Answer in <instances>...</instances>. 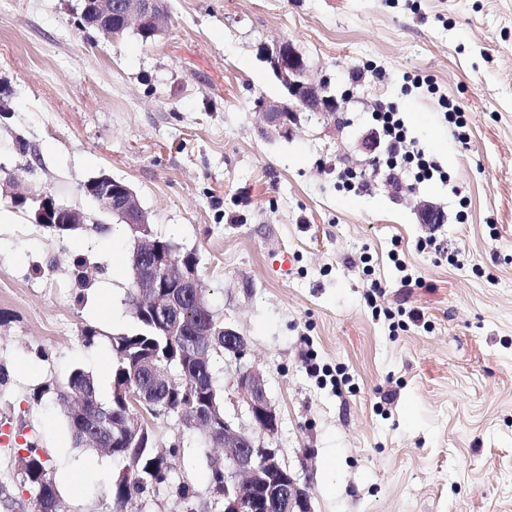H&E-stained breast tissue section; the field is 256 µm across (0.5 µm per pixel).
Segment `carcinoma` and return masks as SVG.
I'll use <instances>...</instances> for the list:
<instances>
[{"mask_svg":"<svg viewBox=\"0 0 512 512\" xmlns=\"http://www.w3.org/2000/svg\"><path fill=\"white\" fill-rule=\"evenodd\" d=\"M174 317L182 325L186 335H166L136 316L135 326L115 337V346L112 348V384L115 392L108 400L100 399L95 378L82 370L73 371L64 385L57 388L58 400L64 403L71 395H84V415L90 417L95 413H102L110 416L114 412L122 414L125 406L117 389L126 385L133 392L139 388L149 391L153 388L147 371L141 370L137 376H131V363L146 353L171 373L172 380L161 398L168 399L170 406L181 408L178 417L183 424L193 427V411L204 406H215L219 411H224L223 395L212 371L214 355L224 352V335L208 337L212 349L209 350L207 358L194 361L186 370L180 364V354L185 352V346L199 340V337L190 335V332L202 326L205 317L195 307L192 298L182 304V310L174 313ZM66 418L76 446L88 451H103L125 462L126 472L118 475L105 492L109 512H123V507L129 500L138 498L154 485L167 480L173 468L177 445L159 447L150 428H145L142 447L115 448L112 446V431L93 434L91 428L77 423L76 416L69 413ZM24 451L26 455L20 457L23 479L35 491L38 512H58L57 491L47 476L38 443H28Z\"/></svg>","mask_w":512,"mask_h":512,"instance_id":"cac0c4a2","label":"carcinoma"}]
</instances>
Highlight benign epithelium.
<instances>
[{
	"label": "benign epithelium",
	"mask_w": 512,
	"mask_h": 512,
	"mask_svg": "<svg viewBox=\"0 0 512 512\" xmlns=\"http://www.w3.org/2000/svg\"><path fill=\"white\" fill-rule=\"evenodd\" d=\"M120 19L121 29L160 32L167 24L164 0H84L81 19L84 26L110 39L112 19ZM260 60L279 82L284 101L262 104L266 121L282 137L292 133L298 113L314 112L328 125L336 124L340 104L326 94L325 82L314 81L307 73L302 56L288 40L276 41L260 49ZM89 195L99 209L115 215L130 229L134 241L132 256L134 295L141 302L140 313L152 317L157 327L174 332L178 323L169 318L185 297L200 298L203 283L197 263L164 249L155 238L149 217L137 193L125 182L102 174L93 179ZM21 205H29L36 224H86V213L64 206L43 191L14 195ZM224 354L232 357L237 369L232 379L235 393L244 403L249 424L229 416L201 412L205 430L224 439V489L220 499L224 512H311L310 494L281 460L274 439L279 418L266 392L263 371L247 360V340L232 326L224 325ZM133 409L119 420H112V438L123 444L143 428L138 397L125 395Z\"/></svg>",
	"instance_id": "obj_1"
}]
</instances>
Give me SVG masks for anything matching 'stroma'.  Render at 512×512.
<instances>
[{
    "mask_svg": "<svg viewBox=\"0 0 512 512\" xmlns=\"http://www.w3.org/2000/svg\"><path fill=\"white\" fill-rule=\"evenodd\" d=\"M166 6L153 39L106 40L80 26L81 0H0V212L12 217L0 223V512H31L24 442L39 444L64 512H105L123 467L75 447L55 394L79 368L109 398L111 338L134 325L126 231L81 191L102 174L137 192L155 234L195 252L213 311L264 371L275 444L312 512H512V0ZM278 39L343 95L337 126L304 112L289 138L269 131L258 103L284 95L259 49ZM367 63L383 78L350 82ZM417 74L434 92L408 90ZM444 97L463 108L468 143ZM382 101L450 183L337 186L340 169L368 168L360 138ZM21 177L88 215L76 233L88 286L67 241L13 206ZM426 203L442 224L421 223ZM430 234L469 266L418 250ZM394 249L420 286H400ZM371 278L384 305L421 323L389 331L366 300ZM148 425L159 446L178 445L177 466L131 512H223L198 432L174 416ZM183 483L197 493L188 504Z\"/></svg>",
    "mask_w": 512,
    "mask_h": 512,
    "instance_id": "35a3bbf8",
    "label": "stroma"
}]
</instances>
